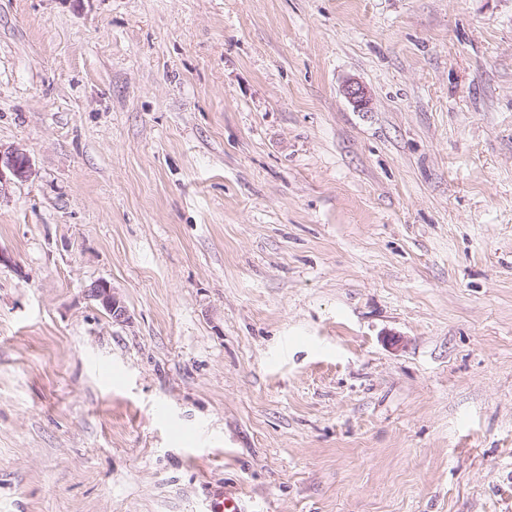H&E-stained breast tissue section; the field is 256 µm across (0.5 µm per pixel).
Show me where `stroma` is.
<instances>
[{
	"instance_id": "35a3bbf8",
	"label": "stroma",
	"mask_w": 512,
	"mask_h": 512,
	"mask_svg": "<svg viewBox=\"0 0 512 512\" xmlns=\"http://www.w3.org/2000/svg\"><path fill=\"white\" fill-rule=\"evenodd\" d=\"M0 149V512H512V0H0ZM5 170L13 178L24 181L30 175V160L25 153L18 151H8L5 153L0 149V185L6 181ZM89 296L97 301L108 314L112 320L116 322H126L129 320V314L116 295L114 288L107 281H98L88 289Z\"/></svg>"
}]
</instances>
